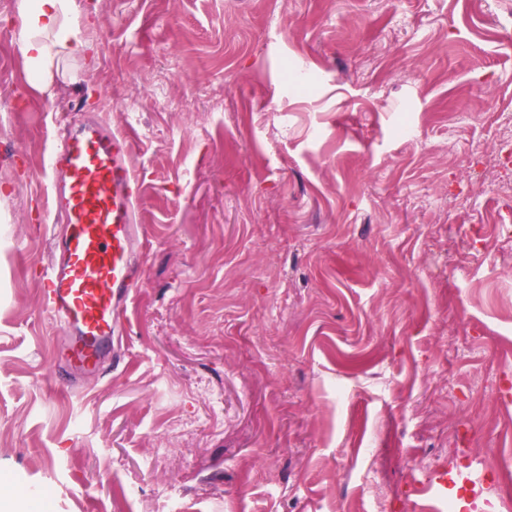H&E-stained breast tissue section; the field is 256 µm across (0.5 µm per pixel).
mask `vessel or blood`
<instances>
[{"instance_id": "1", "label": "vessel or blood", "mask_w": 512, "mask_h": 512, "mask_svg": "<svg viewBox=\"0 0 512 512\" xmlns=\"http://www.w3.org/2000/svg\"><path fill=\"white\" fill-rule=\"evenodd\" d=\"M51 165L62 179L51 188L50 211L66 231L52 244L45 305L68 335L60 359L73 374H93L102 368L104 348L124 321L139 271L130 142L103 118L92 117L68 129ZM493 477L491 470L472 463L460 477L440 476L431 486L442 496L454 481L475 491Z\"/></svg>"}]
</instances>
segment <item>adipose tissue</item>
Here are the masks:
<instances>
[{"mask_svg":"<svg viewBox=\"0 0 512 512\" xmlns=\"http://www.w3.org/2000/svg\"><path fill=\"white\" fill-rule=\"evenodd\" d=\"M18 11L19 45L30 82L35 90L48 92L56 61L89 53L90 46L82 37L88 17L77 0H19Z\"/></svg>","mask_w":512,"mask_h":512,"instance_id":"1","label":"adipose tissue"}]
</instances>
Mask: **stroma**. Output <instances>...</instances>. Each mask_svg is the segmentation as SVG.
<instances>
[{
	"instance_id": "1",
	"label": "stroma",
	"mask_w": 512,
	"mask_h": 512,
	"mask_svg": "<svg viewBox=\"0 0 512 512\" xmlns=\"http://www.w3.org/2000/svg\"><path fill=\"white\" fill-rule=\"evenodd\" d=\"M0 88V512H412L512 466V0H77ZM132 144L141 276L71 387L43 304L60 120ZM87 489L78 497L77 489ZM20 50L29 66L35 90L50 92L56 61L62 57H84L90 45L83 39L88 16L76 0H19ZM465 472H459L458 477L461 479L463 488L468 491L481 490L484 486L492 482L493 471L486 467L471 462Z\"/></svg>"
}]
</instances>
